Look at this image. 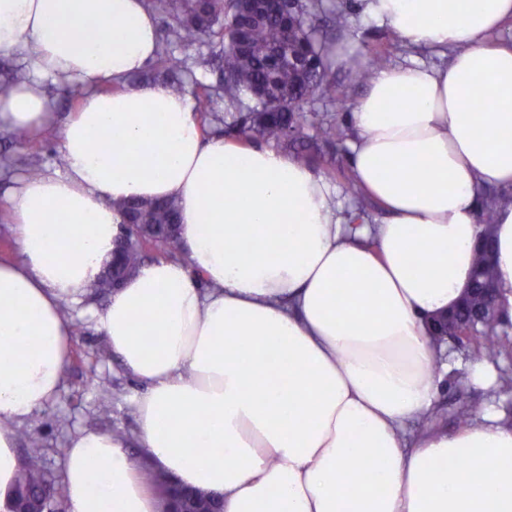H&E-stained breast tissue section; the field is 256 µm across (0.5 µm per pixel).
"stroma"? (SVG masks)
I'll return each mask as SVG.
<instances>
[{
    "mask_svg": "<svg viewBox=\"0 0 512 512\" xmlns=\"http://www.w3.org/2000/svg\"><path fill=\"white\" fill-rule=\"evenodd\" d=\"M353 2L324 0L327 10H345L349 13L347 27L336 31L337 41L356 43L358 55L362 58L370 52H381L390 64L401 63L411 56V48L393 40L388 30L368 23L361 11L353 9ZM60 152L59 129L33 135L26 143L12 141L7 132L0 130V211L6 210L10 191L23 178L29 164H36L43 170L56 168V157ZM312 166L339 189L344 205H363L370 222L379 224L385 221L384 211L370 200H357L343 178V171L350 168L346 146H339L334 155L315 159ZM108 301V296L90 289L79 303L65 304L67 316L79 329L72 338L69 374L57 398L19 428L20 456L38 457L43 467L58 479L63 476L68 442L78 431L118 428L131 434L136 428L131 401L139 394L141 387L124 370L118 357L107 349L98 322ZM448 355L455 368L444 376L436 396V406L444 415L441 429L449 432L455 430L454 413L461 402L476 401L484 407L512 405V386L498 384L487 390L475 385L462 371V364L474 357V347H452ZM104 394L111 397L113 404V411L107 417L98 411V399Z\"/></svg>",
    "mask_w": 512,
    "mask_h": 512,
    "instance_id": "obj_1",
    "label": "stroma"
}]
</instances>
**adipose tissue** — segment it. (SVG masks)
I'll list each match as a JSON object with an SVG mask.
<instances>
[{
    "instance_id": "obj_1",
    "label": "adipose tissue",
    "mask_w": 512,
    "mask_h": 512,
    "mask_svg": "<svg viewBox=\"0 0 512 512\" xmlns=\"http://www.w3.org/2000/svg\"><path fill=\"white\" fill-rule=\"evenodd\" d=\"M363 13L408 45L454 49L444 69H379L347 116L350 165L382 224L350 223L322 173L271 145L203 137L188 95L97 93L155 60L144 0H0V52L33 65L0 96V128L48 123L44 83L83 93L62 131L64 171L12 196L21 258L0 261V500L21 464L17 426L59 393L72 342L60 303L97 280L116 206L137 197L178 202L188 260L141 266L100 317L147 388L133 439H71L69 512H159L144 462L217 492L223 512H512L511 424L490 408L452 433L420 427L444 355L426 325L469 284L478 190L512 189V0H365ZM478 95L494 111H473ZM493 232L512 314V202Z\"/></svg>"
}]
</instances>
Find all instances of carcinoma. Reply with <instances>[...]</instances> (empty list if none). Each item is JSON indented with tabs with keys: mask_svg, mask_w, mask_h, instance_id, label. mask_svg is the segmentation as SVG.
Here are the masks:
<instances>
[{
	"mask_svg": "<svg viewBox=\"0 0 512 512\" xmlns=\"http://www.w3.org/2000/svg\"><path fill=\"white\" fill-rule=\"evenodd\" d=\"M158 4L166 21L161 28L162 51L151 77L162 79L176 95L185 94L188 85H193V111L203 121L215 114L218 100H224L232 121L224 123L221 134L248 143L260 141L285 150L290 148L301 165L311 164L315 156L335 152L343 138L337 125L306 115L304 105L313 97L346 103L349 90L368 83L384 62L381 54H371L351 76L349 89H338L330 75L335 42L316 25L326 12L322 0H302L298 9L286 17L274 5L248 18L242 13L240 0H158ZM205 36L223 46L221 76L215 85L203 84L195 78L186 80L190 73L186 60L168 49L173 42L189 46ZM287 48L301 49L304 64L291 65L286 58L271 64L273 53ZM256 91L261 92V97L253 111H240L242 96L252 98ZM511 200L512 195L504 191H482L478 222L492 228L498 206ZM135 213L145 214L149 224L156 226L178 220L173 202L132 200L122 208L123 223H129ZM144 257L140 243H129L128 272L138 269ZM495 275L494 264L476 254L470 287L477 290L492 286ZM451 315L452 325L459 331H477L479 357L494 361L512 350L509 332L501 327L497 317L482 314L475 305L463 304ZM478 412V403L463 402L455 413L456 425L461 428L474 424ZM61 505L60 485L38 458L30 456L23 460L10 498L12 512H43L46 507L58 510Z\"/></svg>",
	"mask_w": 512,
	"mask_h": 512,
	"instance_id": "carcinoma-1",
	"label": "carcinoma"
}]
</instances>
